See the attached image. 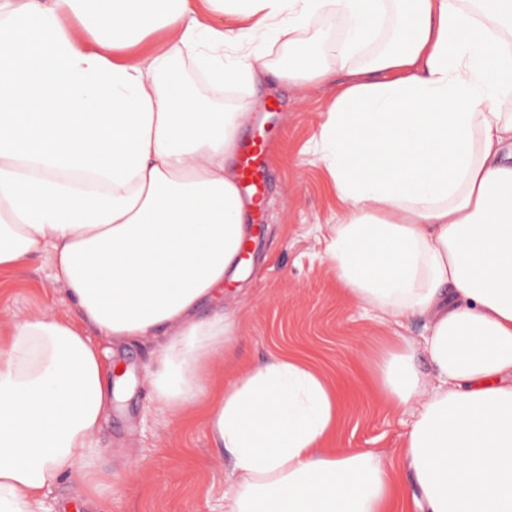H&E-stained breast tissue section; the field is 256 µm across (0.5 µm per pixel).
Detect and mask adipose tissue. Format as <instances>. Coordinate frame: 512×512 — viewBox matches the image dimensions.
<instances>
[{
  "mask_svg": "<svg viewBox=\"0 0 512 512\" xmlns=\"http://www.w3.org/2000/svg\"><path fill=\"white\" fill-rule=\"evenodd\" d=\"M319 13L347 28L316 62L298 33ZM276 80L328 93L338 286L382 323L427 321L371 361L385 403L415 416L410 493L382 457L327 448L341 400L302 359L210 378L236 321L197 309L241 269L235 166L255 110L221 96ZM40 252L80 320L0 331V512H46L65 477L96 492L99 342L140 336L160 339L155 399L179 419L203 408L232 462L224 512H512V0H0V269Z\"/></svg>",
  "mask_w": 512,
  "mask_h": 512,
  "instance_id": "obj_1",
  "label": "adipose tissue"
}]
</instances>
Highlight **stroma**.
<instances>
[{
    "label": "stroma",
    "mask_w": 512,
    "mask_h": 512,
    "mask_svg": "<svg viewBox=\"0 0 512 512\" xmlns=\"http://www.w3.org/2000/svg\"><path fill=\"white\" fill-rule=\"evenodd\" d=\"M325 110L322 90L285 85L260 104L269 138L261 233L247 278L225 285L220 299L199 308L203 317L233 311L237 321L235 357L215 362L211 372L223 382L273 356L302 358L341 393L332 448L376 452L406 484L412 477L400 464V448L411 418L385 404L369 371L374 349L394 331L342 293L324 255L327 227L339 216L315 139ZM42 311L78 317L50 255L37 253L0 270L1 330L18 316ZM155 345L151 336L102 341L119 357V370L130 373L96 436L107 478L92 498L78 497L73 481L59 482L47 499L51 512L73 499V512H224L231 461L215 447L201 416L177 420L154 399L148 366Z\"/></svg>",
    "instance_id": "1"
}]
</instances>
